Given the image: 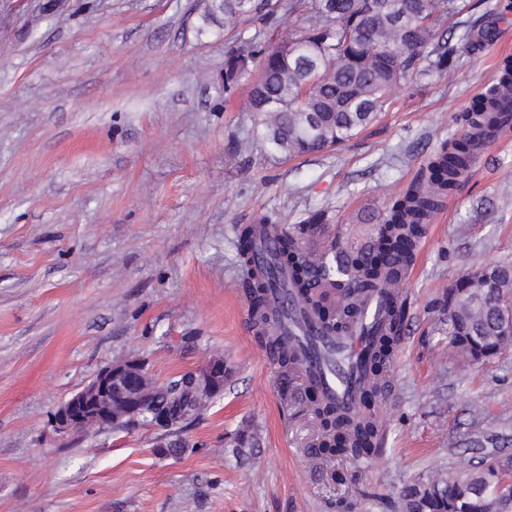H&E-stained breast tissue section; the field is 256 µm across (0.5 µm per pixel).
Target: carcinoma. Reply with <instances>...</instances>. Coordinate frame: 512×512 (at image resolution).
<instances>
[{
    "instance_id": "obj_1",
    "label": "carcinoma",
    "mask_w": 512,
    "mask_h": 512,
    "mask_svg": "<svg viewBox=\"0 0 512 512\" xmlns=\"http://www.w3.org/2000/svg\"><path fill=\"white\" fill-rule=\"evenodd\" d=\"M308 12L311 24L301 33H288L268 47L247 41V49L224 59V87L238 82L249 64L259 62L262 75L251 88L247 108L255 113L259 136L268 151L284 159L320 152L343 144L372 124L394 90L419 68L445 72L468 46V33L455 37L454 26L444 28L460 13L458 0H209L204 22L224 21L233 30L252 16L273 14L280 8ZM512 62L506 60L493 85L466 110L467 128L501 126L499 118L512 113ZM472 146L464 135L438 153L428 172L410 185L392 205L385 224L371 245V257L338 259L330 247L319 254L303 240L323 215H312L295 230L274 224L267 216L260 224L277 232L275 261L287 269L293 287L329 328L339 330L352 318L359 293L375 287L413 259L428 217L457 185L469 165ZM255 225L239 229V262L257 334L269 355L282 367L294 358L270 333L272 315L263 294L269 281L253 265ZM512 265L482 267L463 276L448 292V338L469 360L476 362L512 344L501 331L499 306L511 305ZM403 309L391 315L390 333L373 359V383L363 395V411L355 419L340 418L335 409L316 399L314 414L323 429L321 454L365 458L376 451L377 423L372 402L384 388V371L392 344L399 336ZM214 395L193 387L185 373L153 389L145 397L140 419L169 438L164 451L179 456L187 444L181 433L198 418ZM486 454L484 465L441 472L406 485L399 494L402 512H489L500 480L496 457Z\"/></svg>"
}]
</instances>
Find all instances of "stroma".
I'll return each mask as SVG.
<instances>
[{
    "label": "stroma",
    "mask_w": 512,
    "mask_h": 512,
    "mask_svg": "<svg viewBox=\"0 0 512 512\" xmlns=\"http://www.w3.org/2000/svg\"><path fill=\"white\" fill-rule=\"evenodd\" d=\"M465 3L475 44L456 68L414 74L348 142L285 160L238 152L259 67L228 88L224 58L305 15L228 32L203 28L206 0H0V512H399L411 481L512 453V348L469 364L448 339L449 288L512 263V132L417 245L369 459L320 466L308 384L246 326L237 261L239 227L264 216L323 213L316 253L368 245L512 56V10ZM133 356L158 383L230 368L184 433L195 451L163 455L144 425L55 432L64 401Z\"/></svg>",
    "instance_id": "35a3bbf8"
}]
</instances>
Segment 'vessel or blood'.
<instances>
[{"instance_id": "vessel-or-blood-1", "label": "vessel or blood", "mask_w": 512, "mask_h": 512, "mask_svg": "<svg viewBox=\"0 0 512 512\" xmlns=\"http://www.w3.org/2000/svg\"><path fill=\"white\" fill-rule=\"evenodd\" d=\"M409 267L370 289L347 332L341 336L326 334L315 316L307 311L293 288L287 287L280 273H273L266 301L276 317L271 331L291 351L306 379L320 389L350 417L360 410L358 393L369 382L367 362L375 344L390 327L392 301L399 294Z\"/></svg>"}]
</instances>
